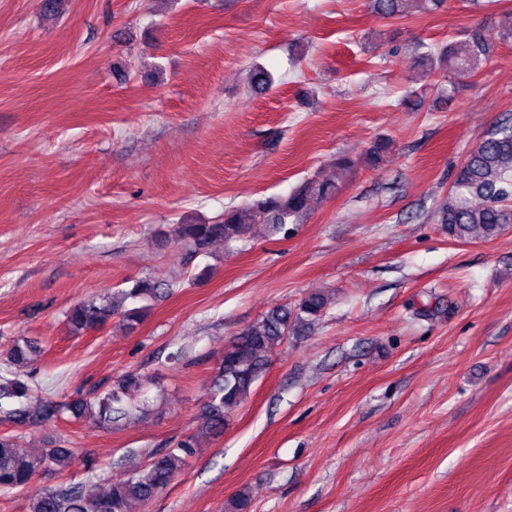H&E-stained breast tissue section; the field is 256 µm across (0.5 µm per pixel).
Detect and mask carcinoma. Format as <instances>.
<instances>
[{
  "label": "carcinoma",
  "mask_w": 512,
  "mask_h": 512,
  "mask_svg": "<svg viewBox=\"0 0 512 512\" xmlns=\"http://www.w3.org/2000/svg\"><path fill=\"white\" fill-rule=\"evenodd\" d=\"M403 2L372 0V5L376 13L389 19L400 15ZM489 53L481 31L472 28L461 40L421 52L419 64L429 75L453 77L447 84H437L436 91L443 93L469 78ZM388 146L389 141L380 139L358 159L337 158L338 174L349 172L360 159L370 166L379 164ZM339 188L338 180L311 178L286 196L255 201L244 212L229 207L214 222L178 224L174 235L176 240L202 251L215 241L230 247L250 235L271 238L286 232L289 224L304 223L311 202L331 197ZM434 215L437 223L446 226L450 238L462 242L493 240L512 226V125L504 124L475 143L457 168L448 194L436 206ZM170 287L172 284L162 280H139L110 297H92L76 303L67 313L68 323L73 332L80 334L100 329L120 315L124 325L132 328L142 322L148 311L144 301ZM128 300L141 301L143 305L123 307ZM329 304L325 293H307L296 303L273 308L241 329L224 349V359L201 408L200 428L176 447L151 454L142 470L112 485L107 492L98 491L91 480L36 492L29 498L28 512H132V503L148 500L177 477L186 458L200 446L202 435L217 436L224 431L227 417L251 394L273 348L322 317ZM39 352L35 341L20 337L8 353V361L29 362ZM141 388L138 375L126 373L93 397H74L62 403L33 402L28 382L8 379L0 383V413L19 426L52 421L66 413L75 421L87 420L110 429L129 417L132 410L148 406L149 399L137 400ZM72 457L73 451L58 446L37 456L27 455L18 449V436L0 434V492L23 487L44 472L64 468L72 463Z\"/></svg>",
  "instance_id": "1"
}]
</instances>
